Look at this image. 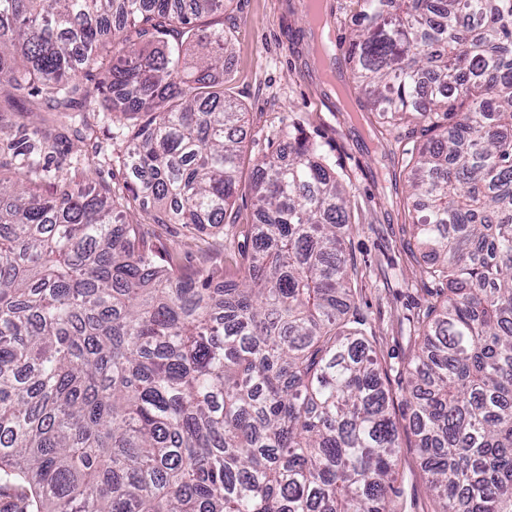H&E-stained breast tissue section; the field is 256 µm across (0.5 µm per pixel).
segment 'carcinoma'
Returning <instances> with one entry per match:
<instances>
[{
	"instance_id": "carcinoma-1",
	"label": "carcinoma",
	"mask_w": 512,
	"mask_h": 512,
	"mask_svg": "<svg viewBox=\"0 0 512 512\" xmlns=\"http://www.w3.org/2000/svg\"><path fill=\"white\" fill-rule=\"evenodd\" d=\"M226 0H0L11 91L48 126L0 122V491L19 512H405L394 396L353 325L347 189L319 144L255 165L253 252L185 269L130 212L224 232L246 113L224 96ZM349 60L372 109L419 120L405 165L426 273L410 430L434 512H512V0H357ZM159 46L143 55L136 41ZM104 72L130 178L99 152L32 190L56 127L96 128L80 74Z\"/></svg>"
}]
</instances>
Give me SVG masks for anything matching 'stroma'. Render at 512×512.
<instances>
[{"mask_svg": "<svg viewBox=\"0 0 512 512\" xmlns=\"http://www.w3.org/2000/svg\"><path fill=\"white\" fill-rule=\"evenodd\" d=\"M304 5L305 0H229L223 15L208 20L232 39V50L224 58V93L242 105L247 119L244 163L233 206L235 248L240 255L253 250L256 216L251 185L256 162L287 149L288 132L303 131L320 144L334 171L351 186L352 230L346 243L358 264L353 313L382 363L396 399V417L405 426V369L415 353L408 319L425 310L439 288L438 282L421 279L420 264L407 248L412 201L392 154L398 146L412 148L419 133L411 124L373 135L377 113L353 120L314 78V57L302 37L308 27ZM112 132L111 123L105 122L97 126L93 138L83 140L65 127L56 149L71 161L98 147L108 153L113 149ZM147 229L154 239L188 242L182 255L186 269L201 264L207 236L182 224L151 223ZM401 455V486L409 512H431L412 434H405Z\"/></svg>", "mask_w": 512, "mask_h": 512, "instance_id": "35a3bbf8", "label": "stroma"}]
</instances>
